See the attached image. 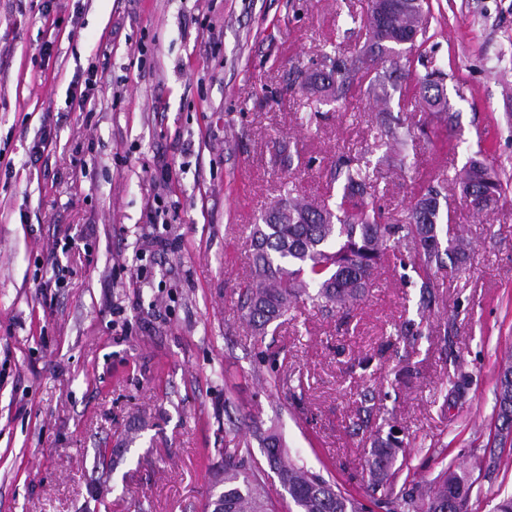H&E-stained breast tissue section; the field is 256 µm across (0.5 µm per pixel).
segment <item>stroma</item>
I'll list each match as a JSON object with an SVG mask.
<instances>
[{
    "mask_svg": "<svg viewBox=\"0 0 512 512\" xmlns=\"http://www.w3.org/2000/svg\"><path fill=\"white\" fill-rule=\"evenodd\" d=\"M367 9L0 0V512H203L236 448L230 420L274 429L312 473L387 512L366 493L370 448L354 426L366 389L373 426L406 443L399 481L466 468L472 512L512 493V454L493 468L488 453L512 344V187L476 214L455 182L477 155L512 178V0H431L424 48L448 75V120L391 94L393 120L416 132L415 163L373 154L390 219L445 180L473 253L440 276L439 308L421 314L417 276L398 267L345 319L302 304L262 337L239 309L261 214L292 185L336 195V157L370 137L380 91L368 79L347 110L316 116L297 78L355 54ZM92 63L94 111L70 110ZM45 125L53 142L34 164ZM159 197L168 214L152 224ZM407 319L417 334L405 340L394 326ZM101 448L111 473L94 468Z\"/></svg>",
    "mask_w": 512,
    "mask_h": 512,
    "instance_id": "1",
    "label": "stroma"
}]
</instances>
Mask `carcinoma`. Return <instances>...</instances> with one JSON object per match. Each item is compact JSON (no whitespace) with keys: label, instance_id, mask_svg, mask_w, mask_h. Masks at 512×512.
Returning a JSON list of instances; mask_svg holds the SVG:
<instances>
[{"label":"carcinoma","instance_id":"obj_1","mask_svg":"<svg viewBox=\"0 0 512 512\" xmlns=\"http://www.w3.org/2000/svg\"><path fill=\"white\" fill-rule=\"evenodd\" d=\"M428 0H369V38L356 55L333 61L328 72L303 75L301 89L314 114L320 106L347 101L358 75L375 72V79L392 84L400 93L414 91L418 101L440 120L448 119L445 74L432 56L413 49L399 50L404 35L425 37L431 23ZM424 73L408 82L413 64ZM372 141L338 156L334 179L342 180L337 201L293 195L277 202L255 225L250 241L251 275L240 285L239 305L244 317L263 330L283 318L301 301L324 312L348 314L363 301L379 272L396 249L408 250L410 265L420 280L422 310L439 304L438 275L448 264L458 269L467 264L471 247L463 235L451 229L448 215L434 185L422 190L406 208L404 219L390 222L379 204L370 175L371 156L381 146L397 145L399 165L408 163L411 130L392 125L384 112L370 121ZM466 203L476 212L497 204L503 195L499 172L472 158L456 176ZM497 434L512 432V356L499 367L495 392ZM358 428L368 434L372 451L368 460L367 491L386 490L393 495L402 466L398 451L404 441L394 430L370 428L362 419ZM225 435L236 442L234 455L224 459V472L215 477L207 512H274L266 491L265 468L252 458L250 442L242 428L229 423ZM268 468L278 476L293 509L289 512H364V505L338 487L289 459L280 436L272 430L252 431ZM473 481L464 469L446 471L430 484H415L401 491L398 506L390 512H470Z\"/></svg>","mask_w":512,"mask_h":512}]
</instances>
